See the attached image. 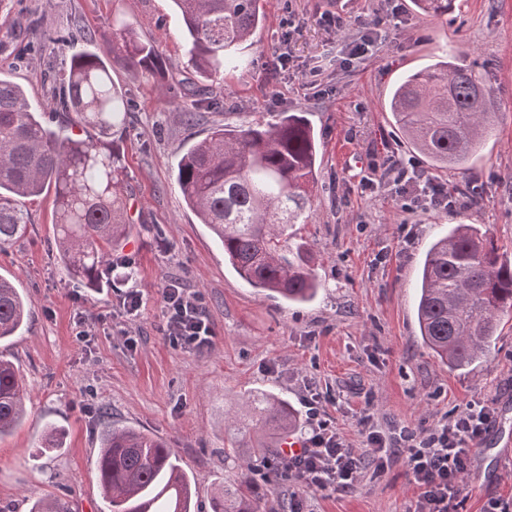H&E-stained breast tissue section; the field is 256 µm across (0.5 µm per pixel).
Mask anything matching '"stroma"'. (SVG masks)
<instances>
[{
	"instance_id": "1",
	"label": "stroma",
	"mask_w": 512,
	"mask_h": 512,
	"mask_svg": "<svg viewBox=\"0 0 512 512\" xmlns=\"http://www.w3.org/2000/svg\"><path fill=\"white\" fill-rule=\"evenodd\" d=\"M266 11L265 24L237 52L242 67L215 83L188 65L172 0H0V72L48 111L62 90L54 76L68 68L73 49L37 43V32L57 36L78 22L101 46L114 19L136 18L167 64L162 79L121 65L111 71L131 104L121 141L132 228L113 252L123 266L95 288L73 279L56 251L50 191L27 201L26 236L0 250V275L30 300L22 333L0 343L23 379L29 411L0 438V512H30L43 496L69 512H100L94 461L109 425L169 443L193 479L194 512H211L216 488L243 474L260 512H289L296 502L303 512H411L417 491L399 461L338 492L280 476L271 456H225L224 412L241 409L246 391L286 398L301 436L308 403L318 398L323 418L355 448L365 445L362 416L421 435L473 400L491 401L493 424L512 431V314L502 317L488 356L467 371L432 355L415 316L425 252L449 225H480L512 259V0H455L440 19L418 14L411 0L394 7L388 0H269ZM329 13L348 20L333 36L320 23ZM288 16L295 30L283 27ZM365 21L375 24L376 48L350 59ZM284 37L292 59L285 71L272 54ZM446 54L493 89V131L468 171L438 174L448 187L471 185L473 202L416 210L409 198L360 180L398 158L429 172L395 126L388 100L401 75ZM315 66L321 74L306 84ZM198 87L212 103L203 120L173 119L172 104L193 103ZM282 112L305 113L320 144L313 218L294 238L312 255L321 284L305 304L247 286L176 184L181 156L213 124L264 125ZM170 281L200 297L213 330L209 346L176 347L165 336L161 291ZM131 288L142 295L134 318L120 305ZM79 310L87 314L84 337L76 334ZM55 436L62 445L53 449ZM493 440L486 435L472 453L459 512H485L491 499L512 496V451Z\"/></svg>"
}]
</instances>
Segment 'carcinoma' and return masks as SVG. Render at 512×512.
Returning <instances> with one entry per match:
<instances>
[{
    "label": "carcinoma",
    "mask_w": 512,
    "mask_h": 512,
    "mask_svg": "<svg viewBox=\"0 0 512 512\" xmlns=\"http://www.w3.org/2000/svg\"><path fill=\"white\" fill-rule=\"evenodd\" d=\"M418 12L442 17L454 0H412ZM187 41L188 64L212 81L236 69L238 47L266 20L267 0H173ZM140 22L120 20L112 50L88 47L70 57L59 109L77 134L52 127L53 116L0 76V249L17 243L29 224L24 200L54 189L59 258L73 277L93 286L114 242L127 234L121 192L123 153L116 135L129 122L130 102L109 74L112 62L148 75L165 61L141 39ZM90 44L80 23L71 37L49 42ZM492 91L476 73L439 61L406 74L390 112L408 144L434 170L464 169L492 129ZM317 142L303 112H282L268 125H215L182 155L176 180L188 207L224 248V260L250 287L286 302H306L319 284L302 246L289 243L288 226L312 217ZM504 313H512V263L477 224H454L429 247L419 283L420 336L444 364L458 370L489 350ZM27 301L0 276V340L16 336ZM25 388L17 367L0 359V438L26 415ZM247 419L234 422L224 453L254 450L266 456L262 437L288 432L299 417L271 393L243 397ZM103 512H192L190 479L170 446L132 429L107 427L96 460ZM245 482L224 487L212 512H259Z\"/></svg>",
    "instance_id": "1"
}]
</instances>
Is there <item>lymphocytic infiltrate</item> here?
I'll return each instance as SVG.
<instances>
[{
    "label": "lymphocytic infiltrate",
    "instance_id": "1",
    "mask_svg": "<svg viewBox=\"0 0 512 512\" xmlns=\"http://www.w3.org/2000/svg\"><path fill=\"white\" fill-rule=\"evenodd\" d=\"M380 179L411 195L416 205L427 210L452 211L465 203L462 189H448L410 160L393 161ZM161 297L166 336L184 348L208 345L212 330L200 298L176 281L165 285ZM319 414V409L311 410V427L302 440V448L278 455L277 466L284 475L321 489L346 490L355 485L365 467H372L377 475L388 469L392 462L391 437L372 417L360 421L371 450L366 457L346 444L336 427L320 419ZM491 419L490 406L474 401L426 435L401 430L406 472L418 490L414 512H457L471 454L488 433Z\"/></svg>",
    "mask_w": 512,
    "mask_h": 512
}]
</instances>
